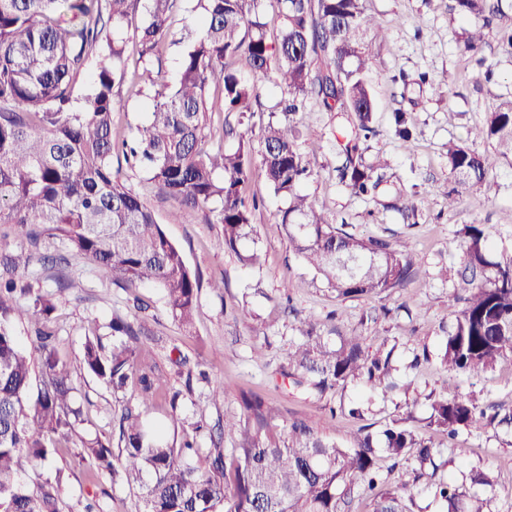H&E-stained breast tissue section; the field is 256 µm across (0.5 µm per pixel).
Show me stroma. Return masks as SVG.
Listing matches in <instances>:
<instances>
[{"mask_svg":"<svg viewBox=\"0 0 512 512\" xmlns=\"http://www.w3.org/2000/svg\"><path fill=\"white\" fill-rule=\"evenodd\" d=\"M452 5L453 0H367L368 13L387 34L369 71L377 134L364 152L366 161L381 156L389 163L392 182L380 197H356L339 181L336 136L341 121L335 113L312 103L302 115L298 144L314 171L303 184V193L330 221L352 225L356 234L409 241L416 260L415 276L407 288L366 300H337L324 279L293 254L278 222L286 202L273 193L262 173H254L250 183L251 194L260 201L253 217V234L233 252L220 248L223 227L210 222L209 210L185 209L150 183L143 170L127 167L123 173L130 187L147 201L167 237L204 281L195 327L187 332L174 322L161 289L152 283L125 290L112 286L105 273L88 262L75 261L60 269L38 263L23 276L33 287L55 293V277L60 273L76 283L58 303V357L75 362L88 328L104 329L115 317L134 320L135 296L149 297L152 306L145 318L153 337L143 342L141 359L164 374L166 393L179 395L177 406L161 401L149 409L146 423L151 431L176 440L202 420L208 431L198 442L201 447H211V438L223 429L225 418L238 413L237 392L242 389L272 402L284 418L304 420L321 434L349 442L361 423H369L372 432H379L410 402L414 408L406 425L420 435L431 436L438 451L439 476L467 486L473 470L492 472L493 486L479 487L478 492L486 498L488 512H512V436L480 424L450 439L431 433L427 426V396L444 389L512 407V357L501 359L493 370L478 377L445 370L437 358L444 329L450 323L448 296L461 262L456 229L476 221L492 225L499 246L512 249L511 157L500 160L487 187L460 193L456 206H449L441 194L443 188L454 185L448 173L449 141L467 140L485 113L500 98L512 95V53L502 49L496 29H487L484 55L488 66L476 67L458 49L463 23ZM488 68L493 70V78H486ZM421 72L429 74L431 85L420 91L404 90L402 76ZM114 92L120 102L115 114L117 129L131 133L146 125L153 87L126 81L115 86ZM287 98L286 87L268 82L261 93V110L253 117L241 120L234 114L213 113L211 143L234 148V141L226 139L222 129L227 121L244 122L253 130L252 141H259L258 130L267 122L268 110ZM398 110L405 112L416 128L411 140L400 139L394 132L391 118ZM398 191L425 194V205L416 220L387 208V201ZM252 250L261 253V267L239 261V254ZM212 279L223 280V289L209 288ZM305 318L314 321L318 334L333 347L354 333L365 335L373 352L382 344L393 345L399 391L384 396L350 383L318 396L282 378L279 368L299 342L297 326ZM175 348L201 363L208 381H189L176 373L169 361ZM424 350L430 352V361L411 368L414 355ZM212 379L233 385L218 404L208 398ZM74 385L84 421L73 434L72 445L62 448L49 468L22 461V481L34 489L61 476V512H81L89 502L101 512H142L137 491L113 482L109 475L95 473L79 461L74 449L83 439L113 438L115 415L123 404L136 398L135 384L115 393L90 375L78 373ZM352 402L367 407L364 420L331 417V408Z\"/></svg>","mask_w":512,"mask_h":512,"instance_id":"stroma-1","label":"stroma"}]
</instances>
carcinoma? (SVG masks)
Listing matches in <instances>:
<instances>
[{"label": "carcinoma", "instance_id": "1", "mask_svg": "<svg viewBox=\"0 0 512 512\" xmlns=\"http://www.w3.org/2000/svg\"><path fill=\"white\" fill-rule=\"evenodd\" d=\"M149 18L134 39L142 73L169 35V20L183 0H150ZM282 19L279 39L265 35V4ZM137 0H0V224L26 230L32 245L41 235L61 240L71 256L95 263L117 288L152 282L182 326L193 325L201 281L182 251L166 236L154 212L126 183L122 163L144 169L159 190L195 209L215 201L213 222L224 225L220 246L235 251L253 233L246 194L260 168L274 194L286 199L280 224L295 254L320 274L342 300L405 288L414 276L407 242L360 236L318 213L301 185L310 176L297 145L299 122L268 121L254 159L247 134L224 121L226 150L208 145L214 112L254 113L258 87L234 68L273 73L288 88L285 111L294 116L313 100L327 112H344L348 125L339 143L338 176L357 196H373L387 163L366 162L361 143L376 133L375 106L367 73L384 30L367 14L366 0H197L201 33L185 48L172 85L154 91L147 125L127 138L113 131L120 103L114 86L127 75L121 28ZM465 18L461 51L479 66L484 30L503 16L502 0H455ZM100 62L84 104L75 105V83L92 58ZM219 96L212 97L211 90ZM473 138L491 146L448 142V171L458 189L444 192L453 206L459 189L479 190L501 158L512 156V97L501 100ZM423 198L401 195L392 208L415 216ZM463 262L448 296L453 316L440 353L441 365L478 376L512 357V252L498 251L487 224L456 231ZM38 260L21 245L0 246V512H59L58 489L33 492L18 479L22 454L49 461L69 441L83 410L74 404L73 369L57 357L52 326L57 304L17 278ZM30 325L39 352L42 387L31 393V354L14 324ZM301 343L288 352L295 383L320 395L351 382L373 392L389 381L394 349L371 354L366 337L349 336L332 348L314 325L301 321ZM117 341L107 350L94 330L85 333L79 369L114 392L138 377L140 396L115 421L117 441H84L91 465L140 491L143 512H351L365 496L371 512H414V488L422 486L447 512H487L486 500L437 477L434 446L394 419L378 435L361 427L348 445L316 432L305 422L278 430V414L251 393H239L240 413L224 419V435H239L235 448L220 442L201 452L194 439L159 442L148 437L143 416L154 404L161 377L141 367L142 323L114 319ZM428 426L453 437L475 423L512 432V408L480 404L444 391L430 399ZM417 450L412 480L388 482L378 453L394 472L410 449Z\"/></svg>", "mask_w": 512, "mask_h": 512}]
</instances>
